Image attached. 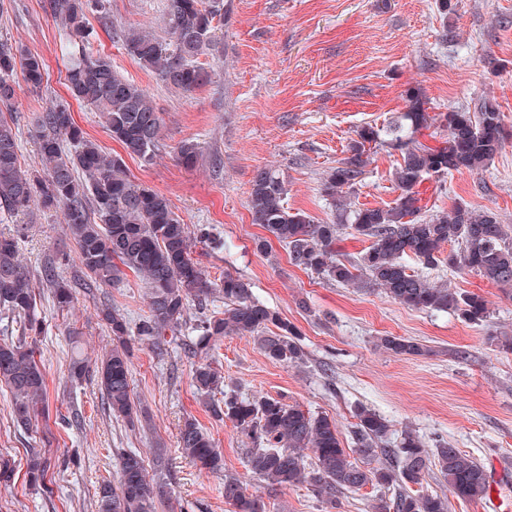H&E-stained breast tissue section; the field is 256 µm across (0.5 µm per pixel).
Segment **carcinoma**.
I'll list each match as a JSON object with an SVG mask.
<instances>
[{
	"instance_id": "1",
	"label": "carcinoma",
	"mask_w": 512,
	"mask_h": 512,
	"mask_svg": "<svg viewBox=\"0 0 512 512\" xmlns=\"http://www.w3.org/2000/svg\"><path fill=\"white\" fill-rule=\"evenodd\" d=\"M48 8L67 36L69 96L101 113L112 140L127 155L151 162L162 126L153 98L116 71L112 58L89 47L87 16L104 9L103 0H49ZM163 21L165 39L145 27L122 29L117 39L163 84L192 92L210 80L199 59L216 43L224 22V0H165ZM17 73L30 88H41L47 76L43 57L0 42V208L11 213L28 212L34 205L61 209L90 288L114 285L127 270L139 277L148 288L149 313L140 321L137 336L150 341L155 350L163 351L165 336L181 329L190 303H200L217 290L224 294L226 308L199 320L197 336L188 344L192 353L209 350L211 341L220 336H256L269 358L303 361L296 327L253 299L250 284L242 278L226 273L221 283L210 282L191 257L189 226L169 200L131 177L121 155H107L85 136L68 101L29 111L26 126L38 145L39 165L22 166L12 115ZM405 97V110L387 124L356 130L348 156L323 177L321 193L332 201V219L317 222L302 210L285 207L284 181L268 167L257 169L252 177L248 211L252 223L288 248L290 262L298 268L345 287L377 288L411 309L450 311L467 323L479 324L489 316L482 296L433 283L411 270L404 257L424 269L446 264L456 272L475 273L492 284L512 287V227L487 207L457 203L447 212L434 211L421 204L419 191L424 181H439L452 171H483L512 139V131L486 97L471 107L433 115L419 90L409 88ZM429 129L440 136V145L419 140ZM379 146L401 155L393 174L399 195L392 206L353 209L349 195L361 181L371 150ZM200 156L193 140L177 147V158L189 167ZM346 229L370 240L355 259L336 249ZM68 261L70 256L63 255L34 274L20 258L16 238L0 235V310L19 320L21 331L16 338H0V384L13 396V424L23 431L45 415L48 405L46 377L36 359L42 321L35 283L51 289L58 308L70 307L75 284L57 273V265ZM99 317L112 332V350L93 370L84 358L75 356L70 379L80 381L95 372L112 414L133 423L140 410L131 397L130 324L110 305L100 308ZM380 346L395 356L423 352L420 343L401 336H384ZM193 382L215 416L231 420L251 439L248 469L275 489L305 485L334 509L336 494L371 485L390 493L380 499L375 512H448L446 496L418 489L434 465L454 497L468 502L488 497L487 470L473 456L444 440L430 446L411 430L402 432L391 448L388 422L368 408L355 413L353 449L348 450L334 421L282 398L228 393L222 372L210 363L196 367ZM216 393L224 395L220 404L211 400ZM180 447L199 472L224 471L222 452L192 419L181 428ZM353 453L357 458H351ZM382 454L393 461L375 465ZM50 466L45 455L32 452L26 466L29 484L44 485ZM165 468V457L159 453L150 479L141 455L122 454L118 484L99 486L98 512H156L157 504L171 499ZM224 502L232 512H266L265 503L248 494L246 484L235 475H224Z\"/></svg>"
}]
</instances>
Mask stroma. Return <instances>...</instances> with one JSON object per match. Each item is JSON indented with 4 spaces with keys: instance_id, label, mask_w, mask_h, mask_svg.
Masks as SVG:
<instances>
[{
    "instance_id": "stroma-1",
    "label": "stroma",
    "mask_w": 512,
    "mask_h": 512,
    "mask_svg": "<svg viewBox=\"0 0 512 512\" xmlns=\"http://www.w3.org/2000/svg\"><path fill=\"white\" fill-rule=\"evenodd\" d=\"M163 2L107 0L105 11L88 16L93 49L146 88L163 119L154 160L130 157L127 168L167 196L186 224L209 228V241L193 248L195 261L211 281L230 273L249 282L254 298L297 328L305 358L296 365L273 361L249 336L220 338L208 352L188 354L198 320L225 308L223 296L211 295L192 306L164 356L148 342L134 341L132 396L147 416L132 427L109 412L94 376L75 383L69 370L75 350L92 361L110 350L112 333L98 316L102 305L118 308L138 326L148 312L144 283L129 272L114 286L77 289L66 310L49 289H40L37 347L48 415L29 432L16 430L12 395L0 385V457L13 467L10 479L0 480V512H96L99 485L117 479L119 453L132 451L149 461L158 450L173 496L156 512H230L224 502L228 472L247 477L250 493L266 503L267 512H325L307 487L275 490L248 477L250 440L212 414L193 386V371L205 361L223 373L225 389L250 398L282 397L335 420L347 448L362 405L388 421L391 441L406 429L429 443L448 440L501 475L496 496L450 499L449 512H499L497 499L512 500V351L499 349L495 338L512 335V296L472 273L429 270L431 281L485 297L487 322L468 324L446 312L407 308L377 289L324 281L292 265L278 241L256 250L265 231L252 223L247 197L255 170L270 165L285 183L288 208L330 220L323 177L345 157L354 129L383 124L404 110L410 87L420 89L435 113L490 98L512 130V0H451L445 16L435 0H224L218 44L204 58L211 79L191 93L164 85L117 42L128 26L163 33ZM447 28L453 40H443ZM0 40L40 54L48 65L42 88L18 83L13 102L20 161L32 166L38 147L25 118L32 108L68 96L64 38L48 0H0ZM186 139L202 153L193 168L175 156ZM399 160L377 148L350 197L352 207L393 204ZM421 192L432 209L447 211L462 200L491 208L512 224V141L486 171H455L443 185L424 182ZM19 224L29 227L18 247L30 269L55 254L73 253L61 210L36 208L18 216L0 211V232ZM383 336L416 339L424 352L391 355L379 345ZM189 417L222 451L224 474L201 473L183 455L180 430ZM33 449L51 461L43 491L26 482Z\"/></svg>"
}]
</instances>
